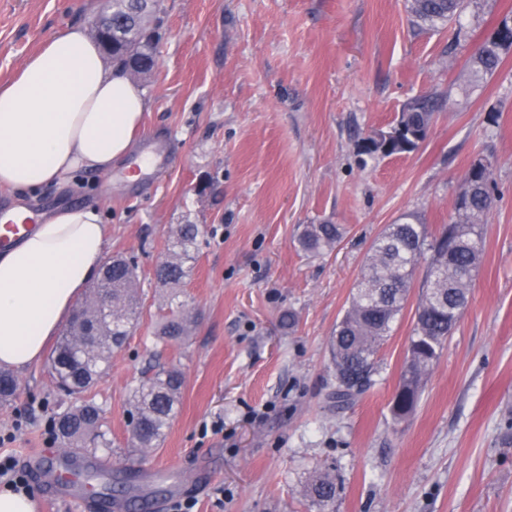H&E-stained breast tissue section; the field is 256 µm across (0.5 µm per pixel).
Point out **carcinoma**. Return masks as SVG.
<instances>
[{
  "label": "carcinoma",
  "instance_id": "cac0c4a2",
  "mask_svg": "<svg viewBox=\"0 0 512 512\" xmlns=\"http://www.w3.org/2000/svg\"><path fill=\"white\" fill-rule=\"evenodd\" d=\"M468 0H411L412 17L434 28L457 20ZM163 0H155L154 9L144 12L140 0H112V65L123 71L139 67V76H149L156 66L154 20L161 19ZM512 49L494 33L481 42L469 57V69L478 76L493 75L505 53ZM434 119V104L416 99L402 112L400 137L404 144L397 153L419 147L413 136L425 139ZM493 182L492 170L482 174L465 173L455 202L454 220L442 228L439 237L427 242L422 224H390L375 239L362 271L361 280L349 310L336 325L331 337V363L336 390L331 399L342 407L372 385L377 373V355L392 331V324L407 301L418 269H423L422 297L416 308V323L410 336L391 413L402 420L417 404L428 371L437 362L448 334L465 311L473 287L475 272L484 252L481 224L495 206V196L480 183ZM344 230L337 224H308L299 238L302 251L320 255L336 246ZM198 228L179 225L168 245L169 258L158 264L154 276L159 285L171 290V300L179 297V288L194 259ZM137 267L124 258L112 259V266L101 274L96 295L107 296L111 309L97 312L93 318L100 336L92 344L82 343L77 333L62 336L51 369L56 383L66 393L86 392L109 367L112 351L120 348L130 334L137 315ZM194 320L177 309L163 318L158 340L164 344L185 341ZM183 375L175 369H161L133 390L132 440L137 448H153L165 436L181 399ZM17 392L16 378L0 373V404L8 405ZM101 411L93 402H84L58 415L57 429L69 444L108 446L99 431ZM305 494L319 512H330L336 500V478L329 472L315 473Z\"/></svg>",
  "mask_w": 512,
  "mask_h": 512
}]
</instances>
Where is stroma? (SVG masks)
<instances>
[{
    "label": "stroma",
    "mask_w": 512,
    "mask_h": 512,
    "mask_svg": "<svg viewBox=\"0 0 512 512\" xmlns=\"http://www.w3.org/2000/svg\"><path fill=\"white\" fill-rule=\"evenodd\" d=\"M101 0H0V81L44 42L90 27ZM158 63L138 85L148 101L140 138L166 145L154 179L83 173L44 189L38 204L94 203L108 224L106 257L134 258L139 318L90 398L109 447L49 439L46 426L75 403L48 356L17 373L0 434L28 476L38 512H71L41 476L56 461L88 459L125 486L112 512H317L310 476H336L335 512H512V51L493 75L466 62L512 16V0H470L460 19L429 29L408 0H164ZM439 105L415 151L368 152L374 130L404 106ZM491 165L495 208L472 299L429 372L414 412L390 405L421 288L378 354L374 382L346 408L330 336L349 307L374 239L413 216L436 236L455 213L464 172ZM200 228L180 299L189 340L165 348L169 311L154 277L178 225ZM339 224L335 248L308 256L305 225ZM294 311L293 328L280 324ZM184 378L160 447L133 449L132 392L159 367Z\"/></svg>",
    "instance_id": "1"
}]
</instances>
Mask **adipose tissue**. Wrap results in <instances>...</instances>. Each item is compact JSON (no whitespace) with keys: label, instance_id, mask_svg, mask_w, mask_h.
Masks as SVG:
<instances>
[{"label":"adipose tissue","instance_id":"adipose-tissue-1","mask_svg":"<svg viewBox=\"0 0 512 512\" xmlns=\"http://www.w3.org/2000/svg\"><path fill=\"white\" fill-rule=\"evenodd\" d=\"M148 104L81 27L68 28L0 84V189L34 195L79 172L106 173L132 151ZM93 206L43 218L0 254V366L41 360L103 261Z\"/></svg>","mask_w":512,"mask_h":512}]
</instances>
